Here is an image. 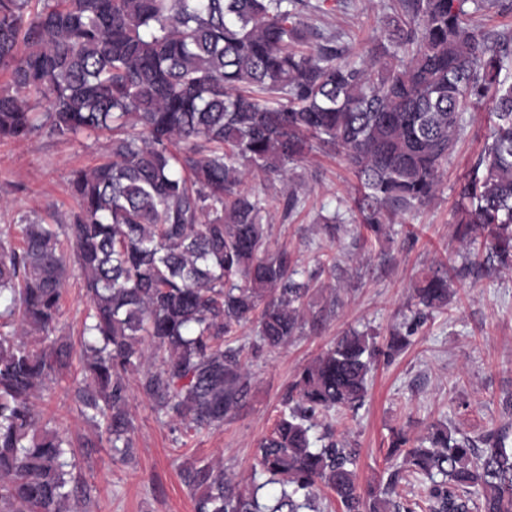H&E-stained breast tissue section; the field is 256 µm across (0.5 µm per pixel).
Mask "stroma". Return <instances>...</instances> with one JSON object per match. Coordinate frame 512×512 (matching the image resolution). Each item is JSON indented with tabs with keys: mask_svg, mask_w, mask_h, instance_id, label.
<instances>
[{
	"mask_svg": "<svg viewBox=\"0 0 512 512\" xmlns=\"http://www.w3.org/2000/svg\"><path fill=\"white\" fill-rule=\"evenodd\" d=\"M388 2L353 0L334 12L331 21L344 33L347 59H358L369 41L381 37ZM486 124V113H466L437 197L389 220L385 236L377 240L364 239L350 220L331 240L318 222L346 201L357 183L340 154L319 151L296 165L303 206L287 219L280 204L282 184L262 174L253 177L251 188L268 198L271 248H288L303 266L320 273L312 288L315 321L285 347L257 357L244 353L251 391L216 429L189 430L158 415L139 390L137 374H130L133 458L114 460L105 445L79 457L76 475L92 489L87 512H193L180 476L182 464L193 459L223 467L241 489H250L258 443L271 430L299 367L353 329L372 328L378 344H385L392 327L415 310L414 284L437 264L463 263L453 213L458 186L482 151ZM109 149L105 135L63 139L44 129L25 140H0V227L68 223L75 210L72 172L93 166ZM66 265L58 333L76 344L89 301L81 269L71 259ZM451 287L447 311L428 317L391 364L374 365L363 407L329 417L337 441L357 451L360 483L387 478L390 428L405 427L416 438L442 421L475 437L490 422L501 421L502 403L512 398V271L455 278ZM40 405L69 439L94 437L93 426L78 413L69 380L59 381Z\"/></svg>",
	"mask_w": 512,
	"mask_h": 512,
	"instance_id": "35a3bbf8",
	"label": "stroma"
}]
</instances>
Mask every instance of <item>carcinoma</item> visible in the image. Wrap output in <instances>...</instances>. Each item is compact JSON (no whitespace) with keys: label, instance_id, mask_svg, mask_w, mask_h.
<instances>
[{"label":"carcinoma","instance_id":"1","mask_svg":"<svg viewBox=\"0 0 512 512\" xmlns=\"http://www.w3.org/2000/svg\"><path fill=\"white\" fill-rule=\"evenodd\" d=\"M468 0H394L374 44L348 62L342 34H317L307 0H0V140L48 128L57 137L111 136L97 164L72 172L78 212L68 224H23V245L0 228V512H73L91 502L74 470L77 451L36 409L70 376L75 350L54 336L73 249L89 312L79 414L125 458L133 448L127 374L156 413L189 428L224 425L251 390L241 348L224 344L249 323L252 353L301 332L313 275L287 249L268 251V200L241 189L254 172L288 187L283 216L301 204L293 164L314 147L342 153L360 188L359 227L378 237L384 217L431 202L464 128L492 103L484 151L459 188L455 236L512 269V50L480 34ZM321 40L307 50L312 37ZM49 103L37 111L32 101ZM448 275L415 288L443 310ZM414 326L386 344L352 330L297 372L258 464L279 486L245 493L224 469L185 464L193 512H319L318 489L342 512H414L398 501L399 472L362 487L356 451L330 430L336 410L357 409L372 363L409 344ZM491 424L476 439L435 423L412 440L392 432L389 459L423 478L429 512H512V445Z\"/></svg>","mask_w":512,"mask_h":512}]
</instances>
